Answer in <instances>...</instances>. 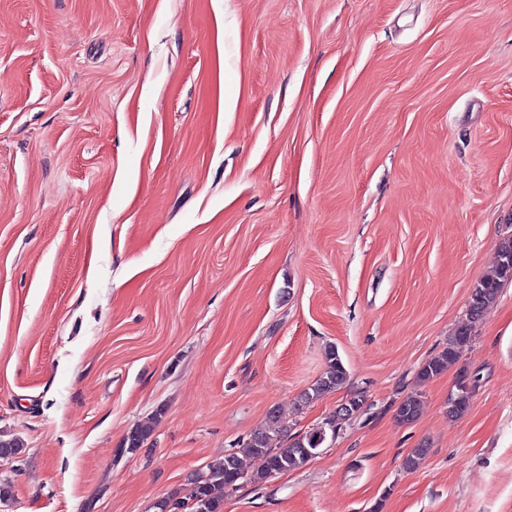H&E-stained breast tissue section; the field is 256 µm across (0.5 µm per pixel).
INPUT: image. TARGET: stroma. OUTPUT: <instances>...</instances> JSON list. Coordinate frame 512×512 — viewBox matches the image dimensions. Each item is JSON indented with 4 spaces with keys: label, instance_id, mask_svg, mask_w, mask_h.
<instances>
[{
    "label": "stroma",
    "instance_id": "1",
    "mask_svg": "<svg viewBox=\"0 0 512 512\" xmlns=\"http://www.w3.org/2000/svg\"><path fill=\"white\" fill-rule=\"evenodd\" d=\"M509 236L512 0H0V512H155L356 393L220 512H512V282L417 379ZM348 372L338 351L329 346L325 351V368L315 383L304 392L301 401L304 404L322 397L324 394L340 389L347 381ZM465 379L469 380L470 378L467 371L463 369L456 377L455 391L448 397V417L458 418L468 410L472 389L471 386L468 389L460 385ZM277 410L268 413L266 425L255 429L247 440L243 453L256 462L255 470L249 480L260 483L273 477L274 473L284 474L303 467L308 458L303 455L302 448H309L313 456L317 448L307 443L308 432L290 438L288 432L278 425ZM156 423L155 417L147 418L136 424L126 437L124 452H136L142 448L146 439L151 436Z\"/></svg>",
    "mask_w": 512,
    "mask_h": 512
}]
</instances>
